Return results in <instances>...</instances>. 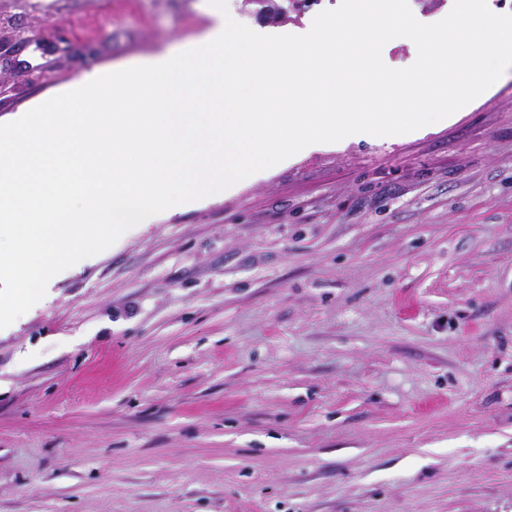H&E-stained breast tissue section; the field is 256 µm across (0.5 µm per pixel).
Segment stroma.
Here are the masks:
<instances>
[{
  "label": "stroma",
  "mask_w": 512,
  "mask_h": 512,
  "mask_svg": "<svg viewBox=\"0 0 512 512\" xmlns=\"http://www.w3.org/2000/svg\"><path fill=\"white\" fill-rule=\"evenodd\" d=\"M204 5L0 0V116L196 37ZM53 292L0 332V512H512V73Z\"/></svg>",
  "instance_id": "obj_1"
}]
</instances>
